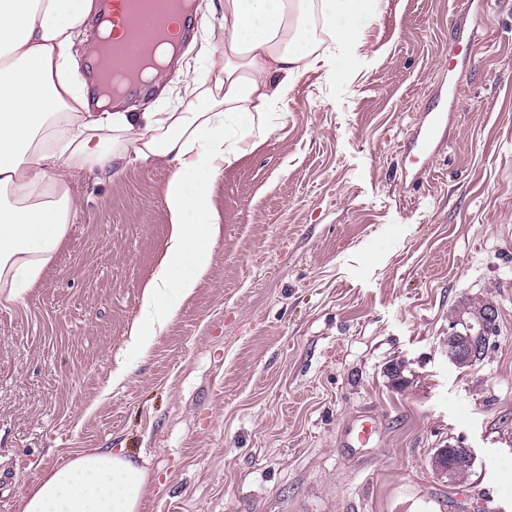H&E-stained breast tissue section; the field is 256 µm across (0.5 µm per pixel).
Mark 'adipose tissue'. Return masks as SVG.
Returning <instances> with one entry per match:
<instances>
[{
	"label": "adipose tissue",
	"mask_w": 512,
	"mask_h": 512,
	"mask_svg": "<svg viewBox=\"0 0 512 512\" xmlns=\"http://www.w3.org/2000/svg\"><path fill=\"white\" fill-rule=\"evenodd\" d=\"M377 0H214L222 46L204 43L201 100L184 110L160 95L148 112H96L73 49L87 43L95 0H0V288L22 301L64 243L79 200V174H119L165 160L167 245L145 282L125 344L146 355L207 273L220 236L213 184L262 138L267 113L287 106L291 84L322 67L344 80L362 47L360 23ZM337 53L318 52L311 12ZM148 484L134 459L99 449L47 471L21 497L20 512H138Z\"/></svg>",
	"instance_id": "adipose-tissue-1"
}]
</instances>
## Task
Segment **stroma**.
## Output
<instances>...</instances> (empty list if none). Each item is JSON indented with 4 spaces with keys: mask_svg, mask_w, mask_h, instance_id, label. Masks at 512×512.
Here are the masks:
<instances>
[{
    "mask_svg": "<svg viewBox=\"0 0 512 512\" xmlns=\"http://www.w3.org/2000/svg\"><path fill=\"white\" fill-rule=\"evenodd\" d=\"M197 2L175 93L209 68ZM361 36L349 79L298 76L217 178L209 271L145 357L122 350L172 169L82 176L41 280L0 300V512L97 448L148 469L139 512H512V0H381ZM452 86L449 139L405 162L422 101ZM475 296L499 332L461 369L448 318ZM448 446L473 453L459 486L433 472Z\"/></svg>",
    "mask_w": 512,
    "mask_h": 512,
    "instance_id": "obj_1",
    "label": "stroma"
}]
</instances>
